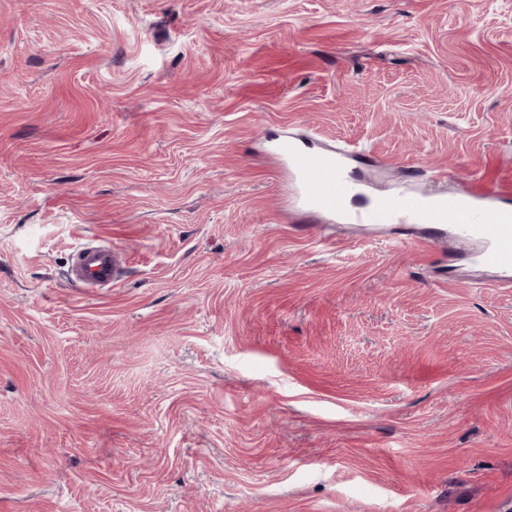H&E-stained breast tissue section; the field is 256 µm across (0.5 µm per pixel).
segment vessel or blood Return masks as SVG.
<instances>
[{"label":"vessel or blood","instance_id":"vessel-or-blood-1","mask_svg":"<svg viewBox=\"0 0 512 512\" xmlns=\"http://www.w3.org/2000/svg\"><path fill=\"white\" fill-rule=\"evenodd\" d=\"M272 152L291 167L309 211L368 226L434 227L449 222L455 235L480 243L478 260L482 265L512 272V209L499 205L494 195H439L429 203L399 194L382 197L368 208L349 211L344 204L356 194L358 183L339 155L313 149L288 136L276 139ZM118 269L117 256L110 247L86 249L72 267L69 281L78 288L108 285L115 280Z\"/></svg>","mask_w":512,"mask_h":512}]
</instances>
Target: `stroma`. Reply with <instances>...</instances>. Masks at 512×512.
Returning a JSON list of instances; mask_svg holds the SVG:
<instances>
[{"mask_svg": "<svg viewBox=\"0 0 512 512\" xmlns=\"http://www.w3.org/2000/svg\"><path fill=\"white\" fill-rule=\"evenodd\" d=\"M284 133L512 207V0H0V512H512V285ZM119 263L112 248L101 246L84 249L69 274V282L77 288H95L112 284L118 274Z\"/></svg>", "mask_w": 512, "mask_h": 512, "instance_id": "obj_1", "label": "stroma"}]
</instances>
